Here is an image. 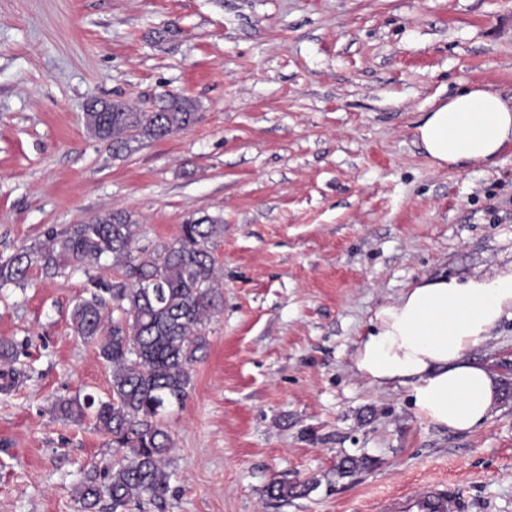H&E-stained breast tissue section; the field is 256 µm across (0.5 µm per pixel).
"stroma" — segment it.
I'll use <instances>...</instances> for the list:
<instances>
[{"instance_id": "1", "label": "stroma", "mask_w": 512, "mask_h": 512, "mask_svg": "<svg viewBox=\"0 0 512 512\" xmlns=\"http://www.w3.org/2000/svg\"><path fill=\"white\" fill-rule=\"evenodd\" d=\"M512 98V0H0V259L114 210L137 244L220 220L222 288L173 440L163 506L129 512H370L423 481L467 512H512V321L471 355L501 397L472 432L418 418L358 377L369 320L422 276L512 267V145L437 166L415 128L459 91ZM198 119L114 151L96 99ZM86 276L33 269L0 290V338L27 378L0 393V512H81L74 488L115 448L56 401L108 398L111 367L75 336ZM368 468L339 477L344 455ZM274 480L308 494L269 498Z\"/></svg>"}]
</instances>
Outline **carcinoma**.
Returning a JSON list of instances; mask_svg holds the SVG:
<instances>
[{"label": "carcinoma", "instance_id": "1", "mask_svg": "<svg viewBox=\"0 0 512 512\" xmlns=\"http://www.w3.org/2000/svg\"><path fill=\"white\" fill-rule=\"evenodd\" d=\"M197 106L182 95L169 94L155 112L124 102L96 100L85 113L88 129L116 150L130 140L158 141L195 123ZM137 224L125 211H111L91 220L51 230L45 242L20 248L0 261V289L25 286L33 267L54 276L71 266L82 269L86 282L71 313L75 335L96 346L112 368L110 397L91 393L62 400L52 407L57 417L79 422L92 418L109 437L122 459L84 472L74 492L82 512H99L109 500L112 512L143 499L163 502L171 472L166 456L172 440L164 423L168 408L183 405L192 381V365L207 344L203 334L221 282L211 246L224 225L209 218H191L180 225L173 242L154 248L134 247ZM112 259L118 277L96 272L101 260ZM22 351L0 339V391L10 392L19 373L11 368ZM364 465L359 457L341 459L337 474L354 475ZM309 490L272 481L268 496L288 500Z\"/></svg>", "mask_w": 512, "mask_h": 512}]
</instances>
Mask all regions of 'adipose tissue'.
Masks as SVG:
<instances>
[{
	"mask_svg": "<svg viewBox=\"0 0 512 512\" xmlns=\"http://www.w3.org/2000/svg\"><path fill=\"white\" fill-rule=\"evenodd\" d=\"M416 132L438 165L491 163L512 144V105L493 91L468 89L426 113ZM505 319L512 320V269L463 281L421 277L377 309L357 343L354 370L379 389L404 388L430 425L472 431L490 417L498 384L469 353Z\"/></svg>",
	"mask_w": 512,
	"mask_h": 512,
	"instance_id": "1",
	"label": "adipose tissue"
}]
</instances>
